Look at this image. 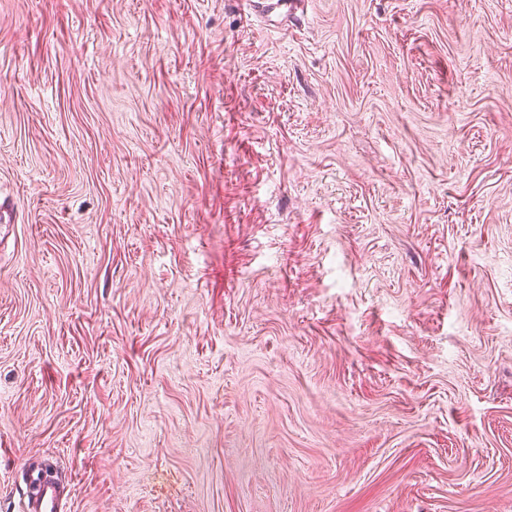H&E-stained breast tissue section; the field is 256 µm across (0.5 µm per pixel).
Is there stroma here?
Wrapping results in <instances>:
<instances>
[{
	"label": "stroma",
	"instance_id": "35a3bbf8",
	"mask_svg": "<svg viewBox=\"0 0 512 512\" xmlns=\"http://www.w3.org/2000/svg\"><path fill=\"white\" fill-rule=\"evenodd\" d=\"M0 0V512H512V0ZM24 512H63L54 483L45 481L41 483L33 495L26 494Z\"/></svg>",
	"mask_w": 512,
	"mask_h": 512
}]
</instances>
